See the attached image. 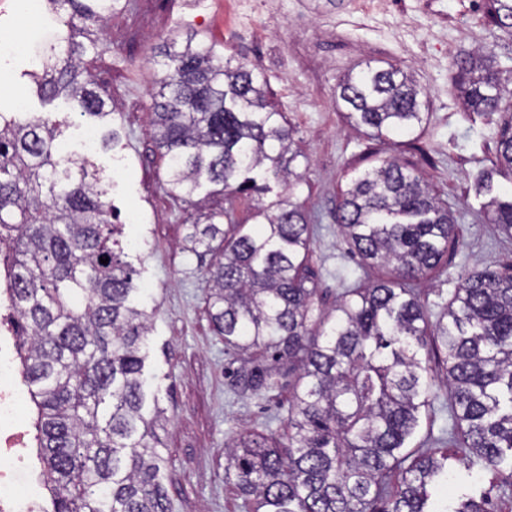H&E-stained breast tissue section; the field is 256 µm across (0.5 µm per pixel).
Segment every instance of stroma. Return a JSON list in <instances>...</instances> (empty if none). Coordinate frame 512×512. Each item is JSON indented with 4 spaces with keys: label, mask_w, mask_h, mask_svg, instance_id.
<instances>
[{
    "label": "stroma",
    "mask_w": 512,
    "mask_h": 512,
    "mask_svg": "<svg viewBox=\"0 0 512 512\" xmlns=\"http://www.w3.org/2000/svg\"><path fill=\"white\" fill-rule=\"evenodd\" d=\"M98 35L106 50L90 67L116 105L112 123L120 141L92 159L113 175L107 199L124 224V260L136 272L132 303L151 317L144 379L165 420L158 427L163 462L160 481L171 512H246L225 477V445L240 432L288 434V405L295 377L266 395L238 396L224 374V341L209 325L206 297L209 259L183 249L187 226L198 213L168 195L164 163L150 136L155 81L164 47L187 35L220 45L231 65H255L304 152V179L295 200L319 230L306 264L330 311L356 281L378 278L338 234L333 213L354 176L389 157L417 162L423 177L454 212L462 246L445 257L439 273L419 282L431 318L447 310L461 278L486 264L512 263V240L487 220L486 195L476 180L495 158L498 123L463 108L453 62L464 50H493L512 69V34L488 19V0H131ZM393 63L410 71L427 97V123L415 141L395 135L375 139L353 130L336 102L342 76L360 64ZM10 77L27 110L55 125L73 145L90 125L77 103L41 101L21 66ZM438 399L420 415L409 445L447 453L449 481L430 487L447 503L488 501L492 512H512V490L503 484L512 466L470 467L464 448H448L451 426L445 369L431 362Z\"/></svg>",
    "instance_id": "obj_1"
}]
</instances>
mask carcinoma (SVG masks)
<instances>
[{"label": "carcinoma", "instance_id": "carcinoma-1", "mask_svg": "<svg viewBox=\"0 0 512 512\" xmlns=\"http://www.w3.org/2000/svg\"><path fill=\"white\" fill-rule=\"evenodd\" d=\"M63 34L39 72L38 93L78 101L100 120L102 144L115 146L113 110L85 58L101 42L121 0H51ZM492 22L512 28V0H491ZM151 126L164 160L167 192L194 207L222 195L225 207L189 225L183 249L210 256L207 311L234 366L229 386L258 395L299 371L288 410V443L239 433L225 445V474L252 512H487L473 500L430 510L427 486L448 480L445 461L405 451L419 410L436 398L420 352L444 356L451 392L448 445L470 465L494 468L512 457V266L489 263L465 275L434 333L416 283L460 242L457 219L412 162L388 158L350 181L336 207L340 234L369 268L393 276L356 284L328 313L305 263L318 227L293 201L303 181L302 152L284 113L269 100L254 66L224 63L219 47L190 35L166 52ZM465 108L505 112L492 168L512 172V73L496 55L465 51L453 63ZM355 128L412 136L427 120L422 92L400 66L370 65L337 86ZM57 130L40 117L0 114V253L10 272L23 340L24 376L37 409L40 460L54 484L52 512H169L159 479L156 427L143 413L141 379L150 317L134 306L133 270L115 246L123 225L97 166L61 155ZM282 185L277 199L240 204ZM491 223L512 239V199L487 203ZM108 264L100 263V258ZM401 480L389 491L394 472Z\"/></svg>", "mask_w": 512, "mask_h": 512}]
</instances>
